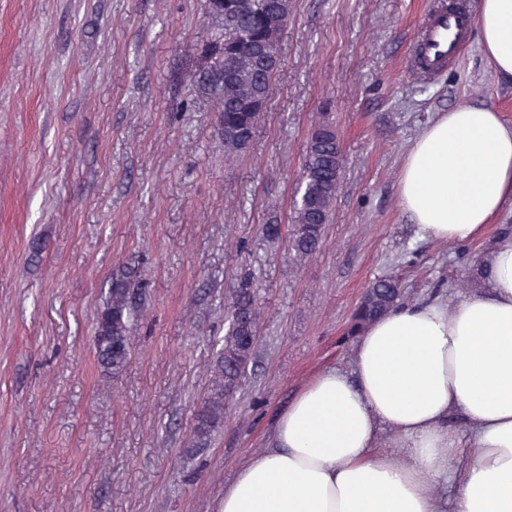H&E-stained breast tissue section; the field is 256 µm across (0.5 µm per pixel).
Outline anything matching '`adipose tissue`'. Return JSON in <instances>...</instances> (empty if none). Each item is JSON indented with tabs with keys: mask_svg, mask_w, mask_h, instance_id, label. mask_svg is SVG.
Here are the masks:
<instances>
[{
	"mask_svg": "<svg viewBox=\"0 0 512 512\" xmlns=\"http://www.w3.org/2000/svg\"><path fill=\"white\" fill-rule=\"evenodd\" d=\"M475 23L512 82V0H479ZM398 190L421 238L487 240L479 287L370 323L348 369L296 394L268 447L225 484L220 512H512V230L488 233L512 203V124L468 103L439 113L409 148Z\"/></svg>",
	"mask_w": 512,
	"mask_h": 512,
	"instance_id": "1",
	"label": "adipose tissue"
}]
</instances>
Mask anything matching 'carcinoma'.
Listing matches in <instances>:
<instances>
[{
	"mask_svg": "<svg viewBox=\"0 0 512 512\" xmlns=\"http://www.w3.org/2000/svg\"><path fill=\"white\" fill-rule=\"evenodd\" d=\"M291 9V0H204L210 39L201 48L203 67L190 81L214 104L215 133L224 141L228 159L244 155L243 142L253 141L256 135L276 78ZM342 175L336 124L324 112L308 135L293 201L288 240L295 262L308 259L323 246ZM146 297L147 282L138 267L130 264L112 274L94 323L93 349L103 371L117 376L130 362ZM404 301L398 278L376 279L354 307L347 336L356 337L371 321ZM230 309L211 384L194 415L190 431L194 448L206 447L223 425L229 403L257 358L260 307L247 282L233 290Z\"/></svg>",
	"mask_w": 512,
	"mask_h": 512,
	"instance_id": "cac0c4a2",
	"label": "carcinoma"
}]
</instances>
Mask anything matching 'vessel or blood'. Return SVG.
I'll return each mask as SVG.
<instances>
[{
	"label": "vessel or blood",
	"instance_id": "1",
	"mask_svg": "<svg viewBox=\"0 0 512 512\" xmlns=\"http://www.w3.org/2000/svg\"><path fill=\"white\" fill-rule=\"evenodd\" d=\"M469 20L459 12L437 5L427 18L411 55L414 71L429 79L444 69L465 45Z\"/></svg>",
	"mask_w": 512,
	"mask_h": 512
}]
</instances>
